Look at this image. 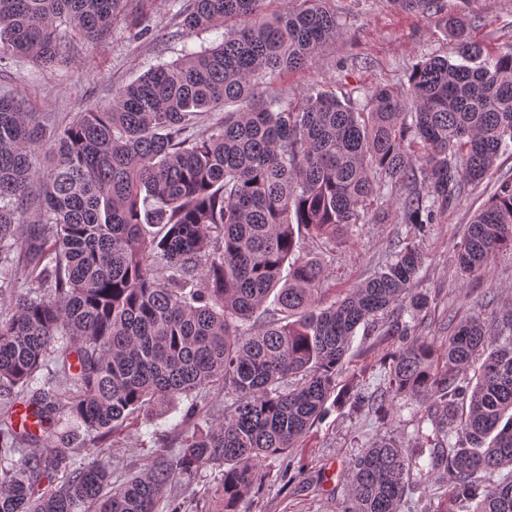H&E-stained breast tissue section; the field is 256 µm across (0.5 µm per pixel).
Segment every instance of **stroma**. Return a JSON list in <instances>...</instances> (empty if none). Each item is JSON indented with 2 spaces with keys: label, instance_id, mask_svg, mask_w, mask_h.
Returning <instances> with one entry per match:
<instances>
[{
  "label": "stroma",
  "instance_id": "35a3bbf8",
  "mask_svg": "<svg viewBox=\"0 0 512 512\" xmlns=\"http://www.w3.org/2000/svg\"><path fill=\"white\" fill-rule=\"evenodd\" d=\"M327 5L335 12L340 31L315 64L277 78L275 88L285 101L296 102L317 83L339 99L359 102L375 86L406 84L418 62L454 54L436 16L403 10L393 0H327ZM467 12L473 41L495 50L512 45V0H471ZM215 39L212 33L186 36L169 0H129L113 20L108 37L93 44L74 39L70 62L42 67L15 57L1 63L0 95L22 100L37 119L61 126L74 113L110 102L115 90L148 66L177 59L183 47H206ZM508 177L512 178L511 153L501 156L494 170L438 215L424 241L426 263L416 288L431 298L432 306L421 313L418 326L435 344H444L451 333L449 313L478 315L491 328L505 304L512 302V256H497L483 275L466 281L455 264L475 213ZM404 230L399 211L393 208L386 223L362 224L337 239L327 264L330 287L340 291L368 277L388 253L391 239ZM397 344V337H370L357 329L341 383L352 381L366 394L380 393L389 372L383 357ZM427 407V401L401 397L389 403L384 417L371 409H334L296 448L300 474L284 479L282 461L266 459L260 465L262 486L239 503V512H338L348 493L350 460L374 438L411 439L415 419ZM183 409L179 402L163 411L141 413L122 431L115 448L81 433L68 453L80 464L96 458L109 462L113 484H122L156 456L178 455L184 439ZM223 485V467H200L194 476L172 485L158 512H223Z\"/></svg>",
  "mask_w": 512,
  "mask_h": 512
}]
</instances>
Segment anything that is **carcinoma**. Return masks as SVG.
<instances>
[{"instance_id": "1", "label": "carcinoma", "mask_w": 512, "mask_h": 512, "mask_svg": "<svg viewBox=\"0 0 512 512\" xmlns=\"http://www.w3.org/2000/svg\"><path fill=\"white\" fill-rule=\"evenodd\" d=\"M264 2L175 0L188 34L222 28L221 42L149 67L63 126L0 96V512H156L209 463L237 512L261 460L288 457L332 407L385 413L388 395L432 404L410 445L379 437L352 461L339 512H401L409 482L432 479L451 489L444 512H512V308L496 335L474 315L439 348L402 320L430 305L414 284L437 213L512 153V47L472 41L444 0H392L441 16L458 60L430 58L405 90L377 86L362 106L316 86L288 104L276 75L315 60L339 27L325 0H286L274 16ZM126 4L0 0V60L50 67L73 37L110 35ZM394 205L406 236L326 303L312 251ZM503 252L512 179L469 224L462 279ZM28 280L39 291L17 294ZM388 313L399 345L385 393L338 386L358 327ZM50 364L66 388L37 386ZM215 384L233 396L224 420L117 487L103 461L73 467L72 434L52 430L61 413L113 447L130 420L179 399L193 421ZM43 436L51 451L26 454Z\"/></svg>"}]
</instances>
